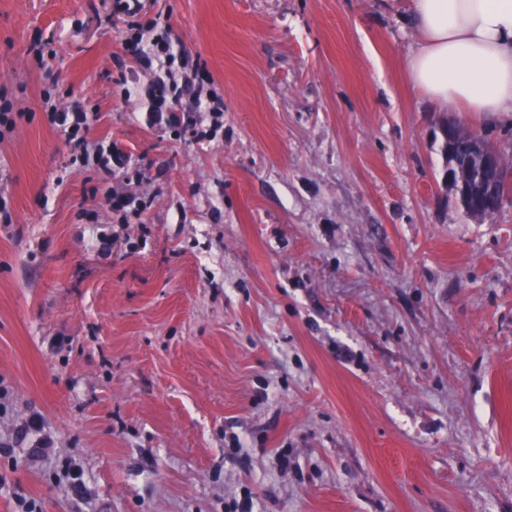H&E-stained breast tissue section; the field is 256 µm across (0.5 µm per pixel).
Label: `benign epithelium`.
<instances>
[{
  "instance_id": "1",
  "label": "benign epithelium",
  "mask_w": 512,
  "mask_h": 512,
  "mask_svg": "<svg viewBox=\"0 0 512 512\" xmlns=\"http://www.w3.org/2000/svg\"><path fill=\"white\" fill-rule=\"evenodd\" d=\"M473 150L478 154V161L465 181L453 182L458 165L453 160L448 161V185L453 187L461 207L480 217L492 213L498 206L501 165L496 155L480 146H474Z\"/></svg>"
}]
</instances>
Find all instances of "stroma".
<instances>
[{
    "mask_svg": "<svg viewBox=\"0 0 512 512\" xmlns=\"http://www.w3.org/2000/svg\"><path fill=\"white\" fill-rule=\"evenodd\" d=\"M113 3L0 0V512H512V198L465 213L438 123L512 124L412 88L403 0H140L224 98L178 137ZM49 92L43 94V105L52 125L63 134L71 154L84 167L93 170L101 180L112 178V162L121 161V153L112 143L91 142L88 138V112L84 101L72 97L68 105L58 107Z\"/></svg>",
    "mask_w": 512,
    "mask_h": 512,
    "instance_id": "35a3bbf8",
    "label": "stroma"
}]
</instances>
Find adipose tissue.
Listing matches in <instances>:
<instances>
[{
  "label": "adipose tissue",
  "instance_id": "adipose-tissue-1",
  "mask_svg": "<svg viewBox=\"0 0 512 512\" xmlns=\"http://www.w3.org/2000/svg\"><path fill=\"white\" fill-rule=\"evenodd\" d=\"M411 86L443 108L512 120V0H408Z\"/></svg>",
  "mask_w": 512,
  "mask_h": 512
}]
</instances>
